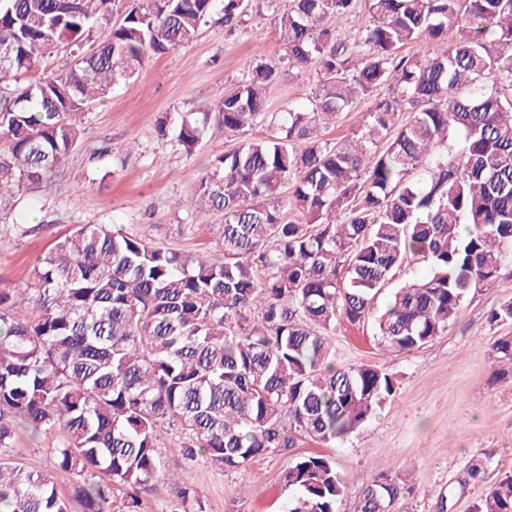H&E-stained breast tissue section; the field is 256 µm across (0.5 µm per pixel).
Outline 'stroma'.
I'll list each match as a JSON object with an SVG mask.
<instances>
[{
    "mask_svg": "<svg viewBox=\"0 0 512 512\" xmlns=\"http://www.w3.org/2000/svg\"><path fill=\"white\" fill-rule=\"evenodd\" d=\"M279 52L272 13L264 0L240 28L227 32L212 17L189 44L147 61L138 78L114 86L109 96L74 114L82 130L77 145L55 173L33 190L19 192L0 211V289L16 287L37 258L79 224H110L166 247L186 252L215 251L214 225L222 213L189 209V197L209 161L238 145V137L214 131L194 153L177 139L182 116L206 111L236 83L255 51ZM315 83L298 69L281 72L271 86V108L305 101ZM166 119V133L157 122ZM104 157H97L99 148ZM512 300V263L496 287L465 302L455 324L424 348L388 354L378 345L372 323H337L329 339L336 365L373 364L392 375L391 400L358 432L332 445L299 443L267 453L247 468L218 470L198 461L183 463L177 435L165 436L163 455L178 467L179 482L160 478L141 492L143 512H170L177 487L192 489L206 512H287L293 492L280 475L298 454L332 457L348 479L354 502L376 474L412 471V490L399 512H471L499 476L512 470V372L499 374L488 353L495 339L512 335V322L492 324L491 311ZM48 437L19 432L16 459L33 470L54 472L57 487L69 492L72 474L58 469ZM482 463L486 478L469 480L471 463Z\"/></svg>",
    "mask_w": 512,
    "mask_h": 512,
    "instance_id": "35a3bbf8",
    "label": "stroma"
}]
</instances>
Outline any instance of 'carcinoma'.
<instances>
[{"mask_svg": "<svg viewBox=\"0 0 512 512\" xmlns=\"http://www.w3.org/2000/svg\"><path fill=\"white\" fill-rule=\"evenodd\" d=\"M359 0H291L273 11L283 53L255 54L200 117L181 122L192 153L211 127L243 135L214 157L191 203L224 213L218 249L180 252L81 224L0 290V508L71 512L53 476L13 453L19 428L51 438L79 477L84 512H140V489L166 470L177 426L182 459L219 469L295 447L336 443L395 391L391 375L335 365L326 332L365 321L407 263L427 268L393 289L375 322L389 353L447 331L467 298L512 262V0H365L372 23L347 39L335 21ZM116 0H0V209L43 180L80 138L72 115L191 42L219 12L244 20L252 0H139L113 25ZM105 39L91 48L95 27ZM454 33L448 39V33ZM68 70L43 69L58 48ZM285 66L312 75L311 106L269 111ZM368 100L336 142L318 136ZM294 213L288 218L287 213ZM263 263L264 276L256 272ZM512 367V336L491 346ZM288 512H396L405 475H379L341 508L347 480L324 455L281 474ZM172 512H205L187 488ZM472 512H512V474Z\"/></svg>", "mask_w": 512, "mask_h": 512, "instance_id": "cac0c4a2", "label": "carcinoma"}]
</instances>
